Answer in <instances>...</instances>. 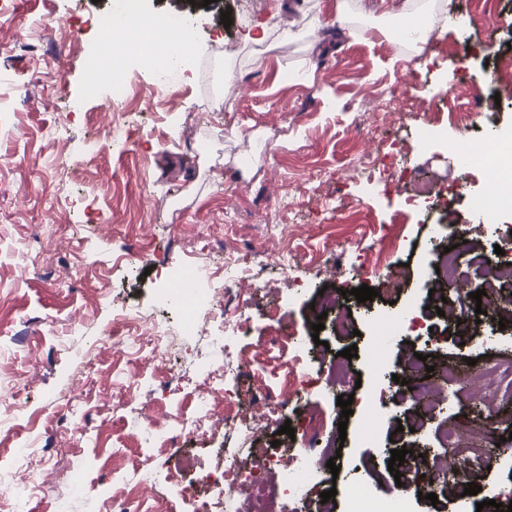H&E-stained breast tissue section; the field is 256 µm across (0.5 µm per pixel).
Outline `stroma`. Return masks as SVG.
I'll use <instances>...</instances> for the list:
<instances>
[{
	"label": "stroma",
	"mask_w": 512,
	"mask_h": 512,
	"mask_svg": "<svg viewBox=\"0 0 512 512\" xmlns=\"http://www.w3.org/2000/svg\"><path fill=\"white\" fill-rule=\"evenodd\" d=\"M120 2L13 0L0 15V76L7 79L0 97L8 102L0 110V380L12 382L21 408L12 433L0 439V475L13 466L11 449L30 448L34 482L50 468L81 481L50 497L22 499L20 512H109V496L133 486L147 459L158 479L174 473L184 485H194L197 473L212 466L223 437L178 432L170 451L161 452L145 439L137 418L141 405L191 404L202 342L176 338L170 359L133 387L137 364L111 341L126 333L112 322L116 308L176 326L177 309L157 296L167 271L194 261L204 246L241 263L275 250L279 258L269 277L283 276L289 266L302 275L299 289H280L274 300L253 294L246 281L227 282L225 304L251 318L248 333L231 340L245 367L217 404L225 420L236 422L248 399L279 401L284 339L300 337L315 368L303 383L302 406L282 412L295 433L268 431L264 445L276 440L281 449L299 452L310 426L343 438L338 478L321 485L336 489L335 512H347L358 480L382 495L400 494L388 463L390 448L411 439L398 428L406 401L395 399L376 439L364 438L356 414L339 431L340 390L316 370L353 346L352 367L362 384L372 383L366 306L349 300L357 331L341 335L328 317L313 333L311 304L330 259L338 262L332 288L377 286L358 257L378 250L382 224L400 208L404 184L436 172L451 186L458 220L474 222L486 171L456 168L446 148L421 142L416 131L432 114L449 140L466 141L467 131L450 116L494 94L488 63L512 40V0H423L415 10L409 0H144L146 14L191 20V48L178 91L154 109H131L134 130L119 151L100 144L113 118L107 89L79 112L65 114L64 103L83 95L90 79L84 58L100 47L90 19ZM51 11L66 13L70 29L45 22ZM225 11L228 26L221 21ZM296 12L306 22L293 28L287 51L265 56L259 66L248 63L245 32L273 15ZM418 23L430 27L419 46L394 38V30ZM220 43L237 44L239 55L217 56L213 48ZM232 78L244 81V90L226 111H215ZM392 94L408 107L385 124L381 105ZM372 142L390 169L375 181L357 168L368 160ZM243 153L248 162L242 167ZM265 213L300 225V232L276 243L259 222ZM406 224L404 241L384 260L402 266L405 286L396 296L379 294L371 306L415 297L421 320L438 329V355L463 362L466 333L429 310V290L418 276L433 228L416 212L408 213ZM80 256L87 260L82 275L69 280L65 272ZM174 374L191 380L176 395L169 392ZM448 394L468 435L494 421L496 411L456 385ZM72 404L89 433L62 449L56 434L69 423ZM366 459L375 469H362Z\"/></svg>",
	"instance_id": "obj_1"
}]
</instances>
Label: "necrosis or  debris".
<instances>
[{"instance_id": "necrosis-or-debris-1", "label": "necrosis or debris", "mask_w": 512, "mask_h": 512, "mask_svg": "<svg viewBox=\"0 0 512 512\" xmlns=\"http://www.w3.org/2000/svg\"><path fill=\"white\" fill-rule=\"evenodd\" d=\"M138 0H127L124 14L109 12L97 16L96 23L104 31L107 42L98 53L85 59L88 73L99 76L112 74L111 100L120 111L112 119L111 127L102 135L104 143L112 144L127 139L126 113L122 108L129 102L150 103L151 99L170 93L174 81L170 71L174 55L186 52L188 41L164 18L145 19L138 9ZM137 57L151 68V91L144 94L134 91L125 77L127 62ZM448 151L463 168L480 166L490 174L487 208L482 223L492 225V235L501 254H475L457 247L446 249L447 241L463 239L466 228L448 216V198L438 179L432 178L415 188L405 199L404 208L395 210L386 226L378 252L364 255L366 269L378 271L382 254L398 249L403 240L406 210L424 215H437L430 265L422 270V278L429 287L438 288L445 302L442 309L449 323L470 320L469 290L473 273H480L486 294L483 298L487 310L495 312L512 304V231L495 225V214L512 207V135L490 125L472 137L467 145L452 142ZM235 267L220 261L182 264L170 273L169 289L164 291L165 301L179 304L183 309L177 329L157 322L151 315L123 311L113 313V322L127 330L126 338L113 342L117 350H124L126 341L139 342L148 349V361L159 364L167 361L174 347L175 336L199 337L209 355L202 368L204 393L197 396L190 410L176 414L175 420L187 433L214 434L223 430L224 420L217 415L211 394L223 391L225 384L236 378L240 362L226 343L227 332H245L247 322L242 315H227L224 310V283L235 277ZM413 311L412 305L389 308L370 321L373 333L371 369L376 381L363 395L361 421L366 438H376L393 388L392 374L406 378L412 401L406 417L414 430H421L424 420L432 414H442L443 420L436 437L445 457L427 456L425 465H418L414 458L402 464L401 478L406 487L438 497L451 496L454 488L473 466H487L485 451L468 448L464 434L453 413L448 408V386L455 383L457 372L444 367L442 381L428 379L426 365L404 352L400 365H392L389 355L393 348L409 336L405 320ZM281 409L270 404L246 403L237 424L232 429L236 438L233 449L220 448L212 467L198 476L197 481L208 487L219 488V501L214 512H273L262 494L266 474H275L282 496L292 501L298 512H304L311 500L314 479L321 474L328 447L318 431H311L305 448L300 453L275 455L268 449L256 446L257 437L270 429L278 420ZM455 455L462 463V470L448 468V455Z\"/></svg>"}]
</instances>
